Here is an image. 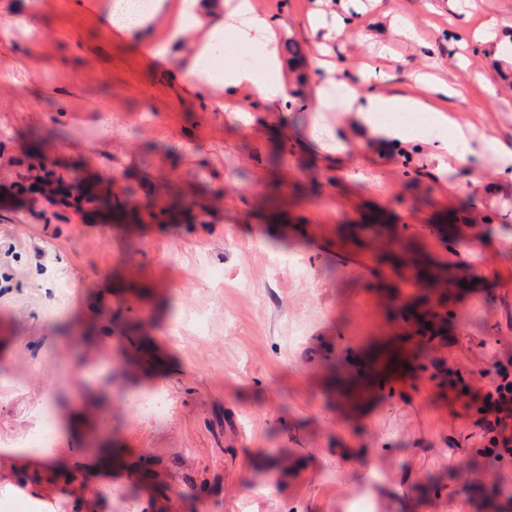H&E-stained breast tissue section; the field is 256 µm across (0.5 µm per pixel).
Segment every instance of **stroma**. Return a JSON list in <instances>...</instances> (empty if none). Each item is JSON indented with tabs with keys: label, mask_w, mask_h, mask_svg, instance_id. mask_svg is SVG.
I'll list each match as a JSON object with an SVG mask.
<instances>
[{
	"label": "stroma",
	"mask_w": 512,
	"mask_h": 512,
	"mask_svg": "<svg viewBox=\"0 0 512 512\" xmlns=\"http://www.w3.org/2000/svg\"><path fill=\"white\" fill-rule=\"evenodd\" d=\"M278 28L289 103L190 90L171 76L179 49L157 57L106 20V0H0V437H25L32 409L77 381L103 383L124 361L119 326L142 312L167 355L121 385L111 412L83 430L72 461L90 473L102 512H163L129 473L92 471L103 439L130 462L149 456L184 512H495L512 504V456L489 461L477 424L487 391L512 375V188L493 155L470 171L426 143L352 147L322 161L324 128L344 135L336 93L318 111L316 65L330 49L346 82L388 75L387 91L420 94L421 72L465 84L462 127L512 135V52L488 56L490 18L512 0H252ZM324 25L307 32L308 15ZM297 41L302 65L285 46ZM496 85L488 98L485 82ZM113 176L140 196L181 204L167 224H118L58 205L32 175ZM392 218L391 249L419 247L465 287L448 299L447 340L414 345L409 366L369 362L403 345V303L372 271L371 233L342 227L370 210ZM68 295H58V278ZM375 369L352 405L329 383ZM160 390L168 416L134 414L130 396Z\"/></svg>",
	"instance_id": "stroma-1"
}]
</instances>
